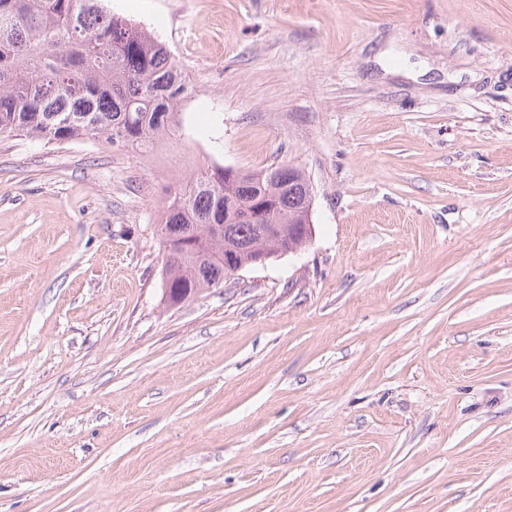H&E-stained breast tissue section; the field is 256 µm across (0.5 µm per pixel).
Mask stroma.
Segmentation results:
<instances>
[{
    "instance_id": "stroma-1",
    "label": "stroma",
    "mask_w": 512,
    "mask_h": 512,
    "mask_svg": "<svg viewBox=\"0 0 512 512\" xmlns=\"http://www.w3.org/2000/svg\"><path fill=\"white\" fill-rule=\"evenodd\" d=\"M157 153L0 137V512H512V0H106ZM290 164L300 253L171 307L166 186Z\"/></svg>"
}]
</instances>
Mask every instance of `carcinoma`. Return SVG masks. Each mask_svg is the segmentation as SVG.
<instances>
[{"label":"carcinoma","mask_w":512,"mask_h":512,"mask_svg":"<svg viewBox=\"0 0 512 512\" xmlns=\"http://www.w3.org/2000/svg\"><path fill=\"white\" fill-rule=\"evenodd\" d=\"M189 86L167 47L112 14L104 0H0V135L46 142L98 138L119 150L154 152L185 135ZM269 174L224 180V167H200L166 188L159 224H191L194 234L165 254V287L184 299L224 283V242L244 246L257 225L224 215L269 189ZM296 183L271 198L268 224H286L307 202ZM222 225L217 238L206 235Z\"/></svg>","instance_id":"obj_1"}]
</instances>
